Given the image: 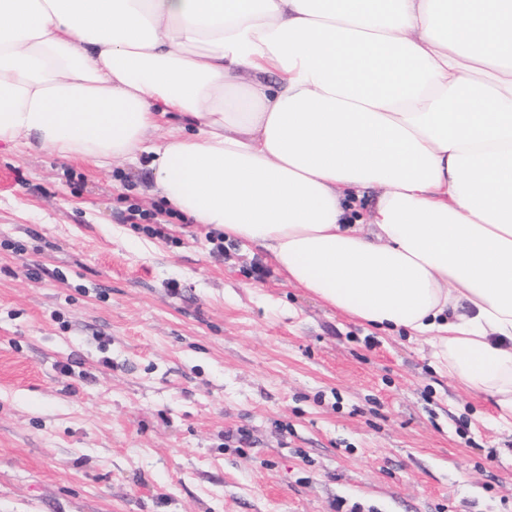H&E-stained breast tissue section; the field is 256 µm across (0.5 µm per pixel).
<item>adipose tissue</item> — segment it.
Here are the masks:
<instances>
[{"instance_id":"ef3b65f1","label":"adipose tissue","mask_w":512,"mask_h":512,"mask_svg":"<svg viewBox=\"0 0 512 512\" xmlns=\"http://www.w3.org/2000/svg\"><path fill=\"white\" fill-rule=\"evenodd\" d=\"M0 144L146 158L512 430V0H0Z\"/></svg>"}]
</instances>
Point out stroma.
Returning a JSON list of instances; mask_svg holds the SVG:
<instances>
[{
  "mask_svg": "<svg viewBox=\"0 0 512 512\" xmlns=\"http://www.w3.org/2000/svg\"><path fill=\"white\" fill-rule=\"evenodd\" d=\"M147 174L0 149V512H512L488 395Z\"/></svg>",
  "mask_w": 512,
  "mask_h": 512,
  "instance_id": "1",
  "label": "stroma"
}]
</instances>
